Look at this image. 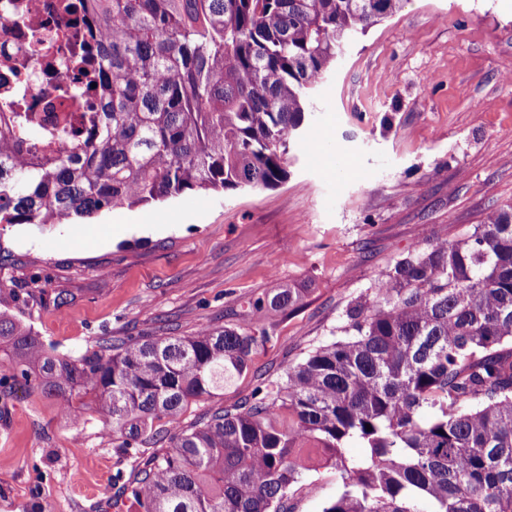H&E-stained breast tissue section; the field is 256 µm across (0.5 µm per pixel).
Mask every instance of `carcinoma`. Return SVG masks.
<instances>
[{"label":"carcinoma","mask_w":512,"mask_h":512,"mask_svg":"<svg viewBox=\"0 0 512 512\" xmlns=\"http://www.w3.org/2000/svg\"><path fill=\"white\" fill-rule=\"evenodd\" d=\"M403 0H64L101 42L45 124L26 98L0 112V224H60L185 192L269 188L287 176L310 93L353 39ZM292 288L258 327L104 337L72 358L0 309L8 380L60 407L91 396L115 447L159 449L125 484L138 512H291L320 469L322 512H512V201L454 241L429 238L352 302L340 338L189 428L181 417L250 370ZM371 429H366V426ZM355 443L362 455L350 457ZM343 490L341 481L330 470L314 473L300 493L289 501L294 512H322L325 503Z\"/></svg>","instance_id":"cac0c4a2"}]
</instances>
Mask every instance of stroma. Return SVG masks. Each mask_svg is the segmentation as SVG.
<instances>
[{
  "mask_svg": "<svg viewBox=\"0 0 512 512\" xmlns=\"http://www.w3.org/2000/svg\"><path fill=\"white\" fill-rule=\"evenodd\" d=\"M288 171L271 189L5 227L0 281L32 297L0 305L54 354L77 357L104 336L248 331L256 298L295 288L298 307L270 321L249 374L191 404L182 423L244 402L258 379L280 382L424 236L461 239L512 200V0H406L342 51ZM152 453L126 454L92 410L72 426L55 399L17 384L0 416V512H137L118 490ZM342 490L324 470L290 505L322 512Z\"/></svg>",
  "mask_w": 512,
  "mask_h": 512,
  "instance_id": "obj_1",
  "label": "stroma"
}]
</instances>
